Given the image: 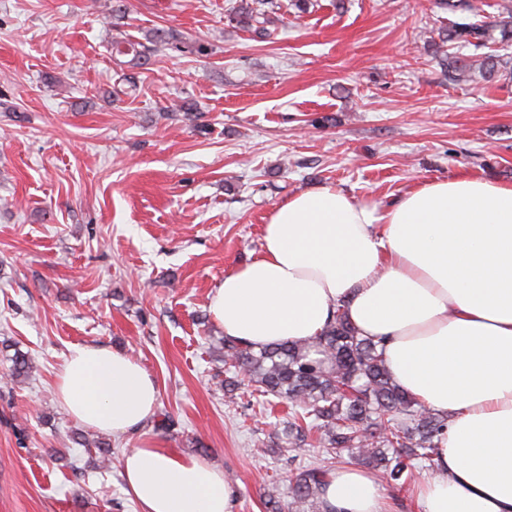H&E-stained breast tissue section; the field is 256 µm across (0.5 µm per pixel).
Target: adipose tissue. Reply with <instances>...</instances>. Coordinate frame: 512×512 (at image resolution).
<instances>
[{
	"mask_svg": "<svg viewBox=\"0 0 512 512\" xmlns=\"http://www.w3.org/2000/svg\"><path fill=\"white\" fill-rule=\"evenodd\" d=\"M380 342L392 378L448 421L421 512H512V185L470 173L419 184L385 207L333 186L276 205L262 246L210 300L227 337L261 348L316 336L338 305ZM71 418L140 429L156 380L121 351L73 348L55 383ZM122 470L141 512H232L235 491L203 459L143 442ZM323 512H385L381 483L328 475Z\"/></svg>",
	"mask_w": 512,
	"mask_h": 512,
	"instance_id": "ef3b65f1",
	"label": "adipose tissue"
}]
</instances>
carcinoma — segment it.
Returning <instances> with one entry per match:
<instances>
[{"label":"carcinoma","mask_w":512,"mask_h":512,"mask_svg":"<svg viewBox=\"0 0 512 512\" xmlns=\"http://www.w3.org/2000/svg\"><path fill=\"white\" fill-rule=\"evenodd\" d=\"M281 4L275 0H237L228 13L229 25L260 36L270 26ZM442 65L451 82H467L479 76L490 82L512 80V69L501 55L490 51L512 45V3L499 4L492 20L454 23L439 33ZM474 47L476 53L462 50ZM183 51L178 34L158 28L143 43L128 38L112 42V52L130 57L142 68L160 50ZM224 358V391L243 386L264 398L288 402V419L278 435L277 447L288 452L316 437L323 452L336 459L348 448L360 450L362 460L382 472L394 488L414 478L413 462L435 469L438 441L447 427L413 395L397 384L386 365L383 351L351 324L340 305L316 336L304 341H283L254 349L228 337L221 342ZM7 377H27L32 365L17 350ZM331 468L307 465L293 477L291 512L320 510L322 485Z\"/></svg>","instance_id":"cac0c4a2"}]
</instances>
